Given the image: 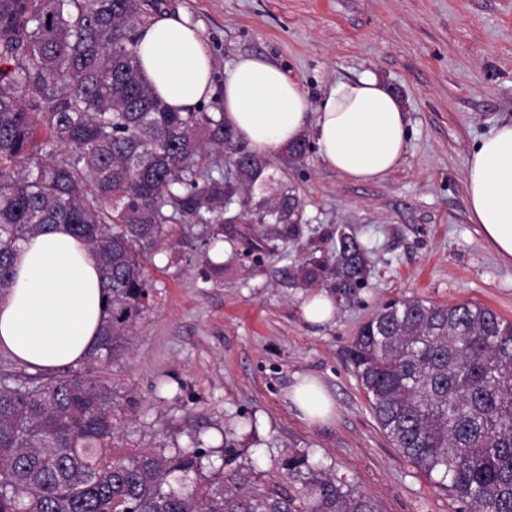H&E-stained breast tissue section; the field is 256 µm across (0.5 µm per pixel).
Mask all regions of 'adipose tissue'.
I'll use <instances>...</instances> for the list:
<instances>
[{
  "instance_id": "1",
  "label": "adipose tissue",
  "mask_w": 512,
  "mask_h": 512,
  "mask_svg": "<svg viewBox=\"0 0 512 512\" xmlns=\"http://www.w3.org/2000/svg\"><path fill=\"white\" fill-rule=\"evenodd\" d=\"M137 53L142 75L173 110L186 112L212 92L214 63L199 29L183 15L147 24ZM224 120L254 153L267 156L314 124L322 161L344 179L375 183L401 163L407 120L397 99L374 77L337 83L316 118L298 83L264 58L246 54L224 81ZM469 219L503 263H512V123L474 147L466 165ZM14 283L0 296V350L35 370H61L87 357L104 317L95 257L64 227L23 243ZM288 398L302 419L330 418L333 401L313 379Z\"/></svg>"
}]
</instances>
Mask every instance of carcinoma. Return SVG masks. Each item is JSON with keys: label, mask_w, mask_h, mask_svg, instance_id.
<instances>
[{"label": "carcinoma", "mask_w": 512, "mask_h": 512, "mask_svg": "<svg viewBox=\"0 0 512 512\" xmlns=\"http://www.w3.org/2000/svg\"><path fill=\"white\" fill-rule=\"evenodd\" d=\"M163 0H0V294L14 255L62 224L98 261L105 317L87 375L0 376V512H377L322 472L291 493L218 468L202 448L168 456L114 446L112 385L94 366L125 347L148 309L147 264L174 227H202L204 254L224 225H257V243L293 239L295 191L239 143L224 113L175 112L140 72L139 30ZM311 150L287 146L295 161ZM232 172L214 176L215 155ZM336 264L313 256L295 276L353 297L369 252L336 231ZM393 446L467 512H512V320L479 303L390 301L348 350Z\"/></svg>", "instance_id": "1"}]
</instances>
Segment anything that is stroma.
Wrapping results in <instances>:
<instances>
[{
	"instance_id": "obj_1",
	"label": "stroma",
	"mask_w": 512,
	"mask_h": 512,
	"mask_svg": "<svg viewBox=\"0 0 512 512\" xmlns=\"http://www.w3.org/2000/svg\"><path fill=\"white\" fill-rule=\"evenodd\" d=\"M212 52L223 101L233 62L253 54L281 67L318 110L340 81L371 75L399 100L408 150L377 183H352L318 151L296 163L271 155L274 180L304 202L300 235L224 258L207 276L190 245L160 248L149 264L150 306L127 351L105 365L78 363L116 394L117 447L172 454L201 440L207 469L227 466L283 482L285 458L306 459L371 499L378 512H464L404 458L380 428L347 358L360 326L385 303L484 304L512 320V265L502 264L467 211L474 145L512 122V0H165ZM370 250L356 298L335 297L333 318L312 324L310 290L290 270L337 228ZM303 376L331 394L336 414L303 421L286 398Z\"/></svg>"
}]
</instances>
